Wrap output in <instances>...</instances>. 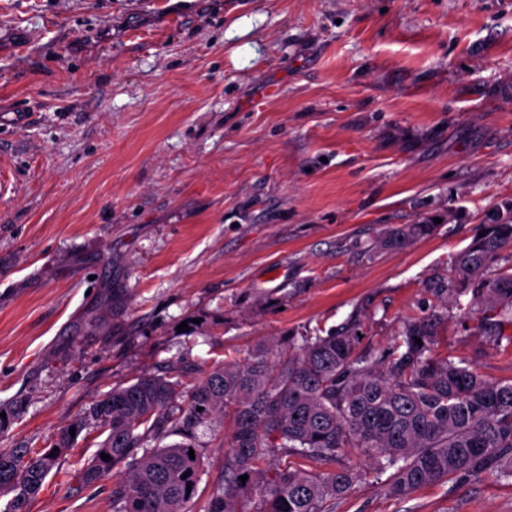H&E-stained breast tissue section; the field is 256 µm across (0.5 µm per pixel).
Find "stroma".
I'll return each mask as SVG.
<instances>
[{
	"label": "stroma",
	"instance_id": "stroma-1",
	"mask_svg": "<svg viewBox=\"0 0 512 512\" xmlns=\"http://www.w3.org/2000/svg\"><path fill=\"white\" fill-rule=\"evenodd\" d=\"M0 451L46 448L144 374L201 377L362 311L386 349L422 282L512 220V0H0ZM429 235L380 246L401 224ZM187 331H180L182 322ZM448 354L512 383V347L448 314ZM230 422L200 426L192 512ZM79 439L31 512H112ZM336 512H512L491 477Z\"/></svg>",
	"mask_w": 512,
	"mask_h": 512
}]
</instances>
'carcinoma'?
Returning a JSON list of instances; mask_svg holds the SVG:
<instances>
[{
  "label": "carcinoma",
  "mask_w": 512,
  "mask_h": 512,
  "mask_svg": "<svg viewBox=\"0 0 512 512\" xmlns=\"http://www.w3.org/2000/svg\"><path fill=\"white\" fill-rule=\"evenodd\" d=\"M434 228L401 225L380 245ZM505 249L512 250V220L472 241L451 273L428 278V310L405 321L374 358L356 351L361 336L350 319L324 336L259 344L191 383L142 374L112 388L50 447L0 452V493L12 495L3 512H29L78 436L93 431L104 439L79 478L91 485L124 468L112 482V512H190L201 480L196 431L219 418L232 432L205 512H244L252 493L260 495L258 512H336L361 478L338 464L348 448L360 450L365 466L390 472L386 494L394 499L450 478L512 480V383L492 382L440 348L450 306L494 344L512 346V263L498 265ZM171 436L181 441L164 443ZM278 450L326 469H275L269 459Z\"/></svg>",
  "instance_id": "obj_1"
}]
</instances>
